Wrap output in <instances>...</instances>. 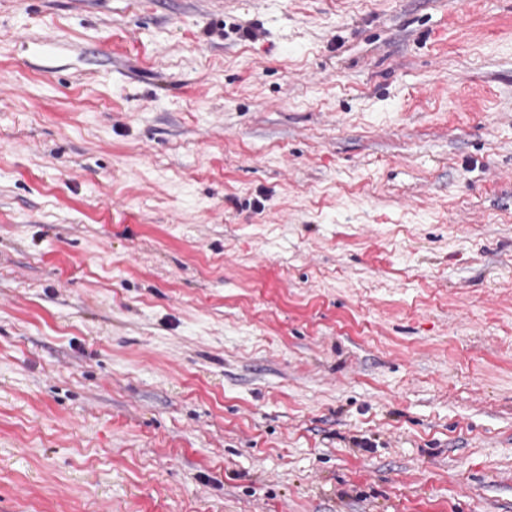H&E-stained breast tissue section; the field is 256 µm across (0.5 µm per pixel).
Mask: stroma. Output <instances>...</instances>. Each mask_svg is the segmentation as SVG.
<instances>
[{
	"label": "stroma",
	"mask_w": 512,
	"mask_h": 512,
	"mask_svg": "<svg viewBox=\"0 0 512 512\" xmlns=\"http://www.w3.org/2000/svg\"><path fill=\"white\" fill-rule=\"evenodd\" d=\"M0 512H512V0H0Z\"/></svg>",
	"instance_id": "obj_1"
}]
</instances>
